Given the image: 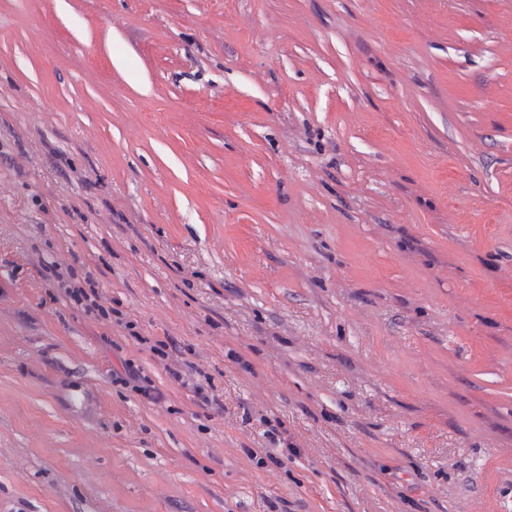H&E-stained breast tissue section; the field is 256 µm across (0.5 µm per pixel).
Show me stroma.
I'll return each instance as SVG.
<instances>
[{
  "mask_svg": "<svg viewBox=\"0 0 512 512\" xmlns=\"http://www.w3.org/2000/svg\"><path fill=\"white\" fill-rule=\"evenodd\" d=\"M0 512H512V0H0Z\"/></svg>",
  "mask_w": 512,
  "mask_h": 512,
  "instance_id": "obj_1",
  "label": "stroma"
}]
</instances>
